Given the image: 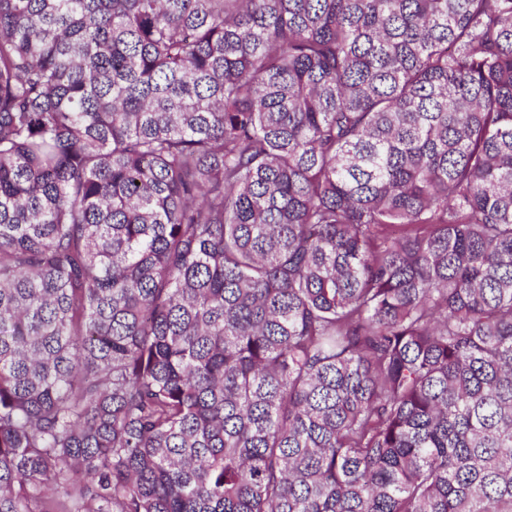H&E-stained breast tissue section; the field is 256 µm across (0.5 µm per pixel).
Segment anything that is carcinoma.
Returning a JSON list of instances; mask_svg holds the SVG:
<instances>
[{
	"mask_svg": "<svg viewBox=\"0 0 512 512\" xmlns=\"http://www.w3.org/2000/svg\"><path fill=\"white\" fill-rule=\"evenodd\" d=\"M0 512H512V0H0Z\"/></svg>",
	"mask_w": 512,
	"mask_h": 512,
	"instance_id": "carcinoma-1",
	"label": "carcinoma"
}]
</instances>
